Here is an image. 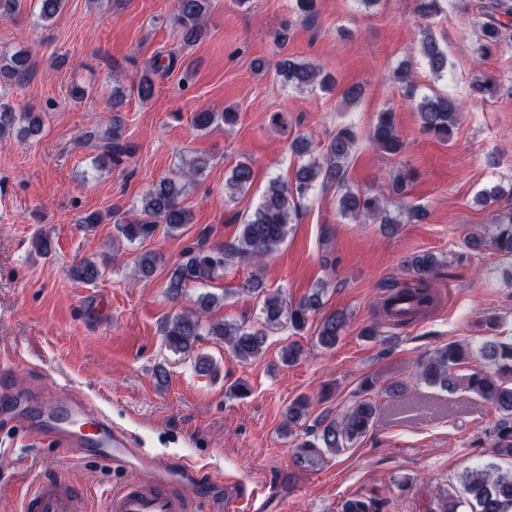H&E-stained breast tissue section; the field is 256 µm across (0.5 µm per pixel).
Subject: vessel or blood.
<instances>
[{
	"instance_id": "b4317fda",
	"label": "vessel or blood",
	"mask_w": 512,
	"mask_h": 512,
	"mask_svg": "<svg viewBox=\"0 0 512 512\" xmlns=\"http://www.w3.org/2000/svg\"><path fill=\"white\" fill-rule=\"evenodd\" d=\"M36 421L56 444L105 463L113 471L138 463L153 476L109 491L103 512H202L205 500L216 498L211 479L184 464L152 457L133 447L129 434L114 426L106 414L92 410L85 400L58 398L41 401ZM219 499V498H216ZM224 512H240L232 495L219 499ZM23 512H82L79 498L62 478L44 479L26 493Z\"/></svg>"
}]
</instances>
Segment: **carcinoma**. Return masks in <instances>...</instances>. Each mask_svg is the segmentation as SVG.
<instances>
[{
	"instance_id": "obj_1",
	"label": "carcinoma",
	"mask_w": 512,
	"mask_h": 512,
	"mask_svg": "<svg viewBox=\"0 0 512 512\" xmlns=\"http://www.w3.org/2000/svg\"><path fill=\"white\" fill-rule=\"evenodd\" d=\"M38 9V20L47 22L64 8L65 0H34ZM211 10V0H174V19L180 28L184 43L193 44L207 36L205 17ZM485 20L479 28L476 53L485 59L503 46H512V0H483L480 5ZM419 51L436 77L448 70V55L439 46L428 28L421 29ZM157 68L145 70L125 89L119 84L112 87V111L110 126L104 132L89 131L84 142L99 150V159L113 165H121L134 154L133 146L123 139L122 120L117 111L126 93L137 94L141 100L153 97L155 82L153 75ZM30 74L28 57L20 54H0V89L26 80ZM280 81L296 90H305L315 85L329 90L334 79L323 73L320 66L309 61L283 58L276 67ZM473 93L486 98L495 97L502 91L512 94V85L503 88L497 79L480 73L474 77ZM424 129L446 140L458 121L460 105L443 95H425L415 103ZM238 112L227 108L222 112H199L194 115L193 125L206 129L213 124L234 125ZM39 125L29 113L13 111L7 102H0V139L11 134L19 137L33 135ZM356 131L352 125H344L323 146L319 155L311 153V144L305 137L292 143V150L304 158L297 168L294 180L290 183L273 178L268 182L262 202L240 225L237 238L224 245H207L205 234L183 251L184 260L175 267L167 286L169 297L177 299L193 284L203 285L212 280L216 272L224 268L235 257L263 258L286 240L291 224L298 214V201L309 191L321 185L334 186L339 192L340 213L358 221L380 220L383 230L392 233L398 220L387 215L384 201L377 195L364 194L353 190L347 181L348 163L356 145ZM372 141L386 154L396 155L403 148V141L396 129L395 113L384 109L377 115L373 128ZM208 161L196 158L185 162L177 170L176 176L161 180L154 188L142 195L137 206V217L125 224L115 225L116 231L128 242L150 238L158 225L164 224L171 232L191 223L190 213L182 204L185 182L192 180L204 169ZM255 172L249 162H240L233 167L225 183L229 196L248 189L254 180ZM489 245L495 251L512 258V212L507 221H498L486 238L473 235L468 240L469 247L476 249ZM158 257L153 252H145L136 258V267L141 277L152 275ZM439 261L432 253L416 255L411 259L413 279L402 284H392L381 300L383 314L395 318L398 324H409L414 319L427 314L436 307L438 291L434 284ZM73 276L83 282L92 283L102 276L101 268L94 260H87L73 270ZM244 289L263 296L261 307L262 321L257 326L236 322H212L204 315L219 302V298L206 293L198 296L197 309L191 313L179 314L167 319L163 326V336L168 348L175 352H188L200 336L206 334L229 344L238 360L249 361L263 353L268 333L285 326L294 333L302 332L309 318L322 305L321 291L318 288L303 297L297 304H287L278 293L265 292L260 277L248 280ZM346 316L335 312L326 316L317 330V343L323 348H332L340 339L346 326ZM303 349L296 341L283 345L279 352L280 361L291 365L302 356ZM479 354L489 362V366L474 368L465 375L455 373V368L469 362L474 350L458 342L448 343L435 350L421 366V378L430 386L448 392L463 390L487 401L498 414L494 424L484 431L490 440L494 456L512 463V339L502 340L495 336L485 340ZM310 401L299 397L288 405V424L302 420L308 413ZM375 405L367 399H360L339 419L324 417L319 422V430L314 440L301 443L303 448L324 449L337 454L349 444L365 436L370 430L375 416ZM462 491L449 490L440 499L439 512H461L464 504H469L473 512H512V466L504 469L498 463H491L480 469L466 471L461 477ZM383 502L373 498H352L342 504V512H382Z\"/></svg>"
}]
</instances>
